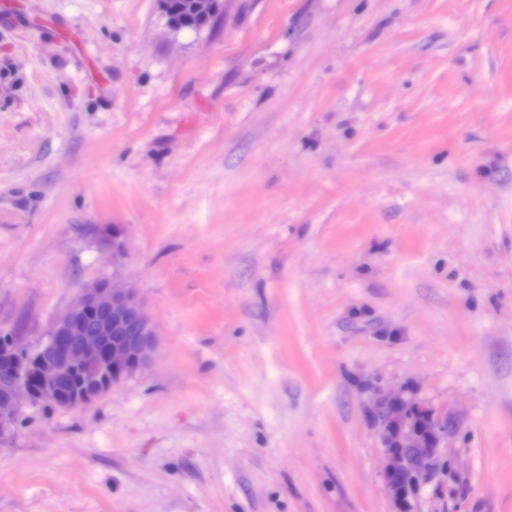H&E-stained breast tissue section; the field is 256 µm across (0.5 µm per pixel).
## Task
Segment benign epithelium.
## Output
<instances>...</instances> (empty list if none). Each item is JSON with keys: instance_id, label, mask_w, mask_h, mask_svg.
<instances>
[{"instance_id": "obj_1", "label": "benign epithelium", "mask_w": 512, "mask_h": 512, "mask_svg": "<svg viewBox=\"0 0 512 512\" xmlns=\"http://www.w3.org/2000/svg\"><path fill=\"white\" fill-rule=\"evenodd\" d=\"M156 328L138 292L103 279L84 289L36 349L16 337L0 340V435L12 432L25 403L85 408L147 366ZM371 419L387 453V486L403 506L440 468L448 418L402 396L379 401Z\"/></svg>"}]
</instances>
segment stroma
I'll list each match as a JSON object with an SVG mask.
<instances>
[{"instance_id": "stroma-1", "label": "stroma", "mask_w": 512, "mask_h": 512, "mask_svg": "<svg viewBox=\"0 0 512 512\" xmlns=\"http://www.w3.org/2000/svg\"><path fill=\"white\" fill-rule=\"evenodd\" d=\"M0 332L120 273L151 363L0 438V512H400L368 410L448 414L414 512H512V0H20ZM163 9L182 19L185 28H198L207 24L212 17L203 16L195 9L194 0H162Z\"/></svg>"}]
</instances>
